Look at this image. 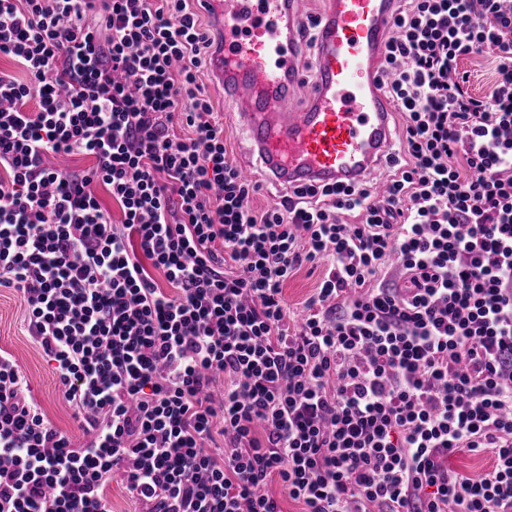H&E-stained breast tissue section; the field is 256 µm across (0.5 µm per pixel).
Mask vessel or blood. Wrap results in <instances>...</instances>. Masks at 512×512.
Masks as SVG:
<instances>
[{"label": "vessel or blood", "instance_id": "1", "mask_svg": "<svg viewBox=\"0 0 512 512\" xmlns=\"http://www.w3.org/2000/svg\"><path fill=\"white\" fill-rule=\"evenodd\" d=\"M201 2L218 34L210 76L269 184L361 185L385 166L394 140L378 63L392 29V0H325L308 74L299 66V0ZM303 81L307 102L290 111L288 90Z\"/></svg>", "mask_w": 512, "mask_h": 512}]
</instances>
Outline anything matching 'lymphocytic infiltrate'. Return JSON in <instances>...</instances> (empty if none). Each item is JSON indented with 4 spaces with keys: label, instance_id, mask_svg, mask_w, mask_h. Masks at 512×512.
Instances as JSON below:
<instances>
[{
    "label": "lymphocytic infiltrate",
    "instance_id": "f902f5d3",
    "mask_svg": "<svg viewBox=\"0 0 512 512\" xmlns=\"http://www.w3.org/2000/svg\"><path fill=\"white\" fill-rule=\"evenodd\" d=\"M210 45L187 0H0V287L84 433L0 349V512H112L115 477L138 512H512V0H397L380 197L253 210ZM465 450L491 470L455 471ZM492 66L479 56L465 58L460 63V70L471 73L470 90L477 96H484L489 91ZM324 269V266L312 269L309 266H302L285 281L283 295L296 316L302 314L304 302L313 293V289L317 288Z\"/></svg>",
    "mask_w": 512,
    "mask_h": 512
}]
</instances>
